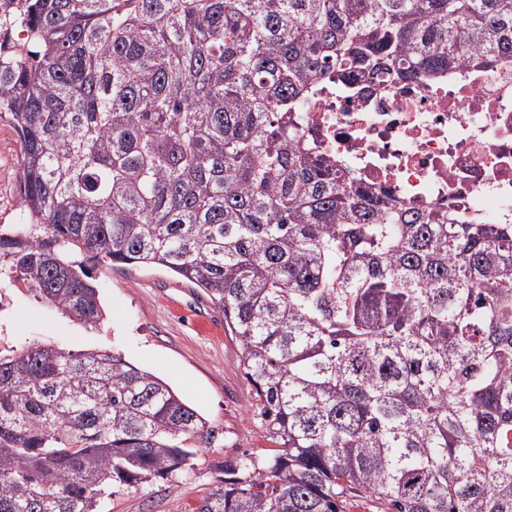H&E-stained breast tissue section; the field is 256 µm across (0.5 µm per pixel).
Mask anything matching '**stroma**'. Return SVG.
<instances>
[{"label": "stroma", "mask_w": 512, "mask_h": 512, "mask_svg": "<svg viewBox=\"0 0 512 512\" xmlns=\"http://www.w3.org/2000/svg\"><path fill=\"white\" fill-rule=\"evenodd\" d=\"M20 144L0 123V224H16L20 209ZM95 284L106 311L88 330L26 289L0 280V352L33 342L83 352L102 349L167 382L219 430L217 447L205 449L188 474L150 484L116 488L97 512H196L218 488L217 467L244 450L266 447L252 415L253 388L239 364L238 341L224 328V313L208 296L162 269L101 266Z\"/></svg>", "instance_id": "1"}]
</instances>
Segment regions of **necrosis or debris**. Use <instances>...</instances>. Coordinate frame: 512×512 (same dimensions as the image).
I'll return each mask as SVG.
<instances>
[{"label": "necrosis or debris", "mask_w": 512, "mask_h": 512, "mask_svg": "<svg viewBox=\"0 0 512 512\" xmlns=\"http://www.w3.org/2000/svg\"><path fill=\"white\" fill-rule=\"evenodd\" d=\"M358 182L462 224H512V63L325 89L297 122Z\"/></svg>", "instance_id": "1"}]
</instances>
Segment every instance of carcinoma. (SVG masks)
Here are the masks:
<instances>
[{
  "label": "carcinoma",
  "mask_w": 512,
  "mask_h": 512,
  "mask_svg": "<svg viewBox=\"0 0 512 512\" xmlns=\"http://www.w3.org/2000/svg\"><path fill=\"white\" fill-rule=\"evenodd\" d=\"M506 58L512 0H0V271L93 329L96 268H163L240 343L272 447L197 512H512V224L402 209L291 121ZM220 436L119 353L0 355V512H94ZM20 144L13 129L0 123V224H18L20 209Z\"/></svg>",
  "instance_id": "obj_1"
}]
</instances>
